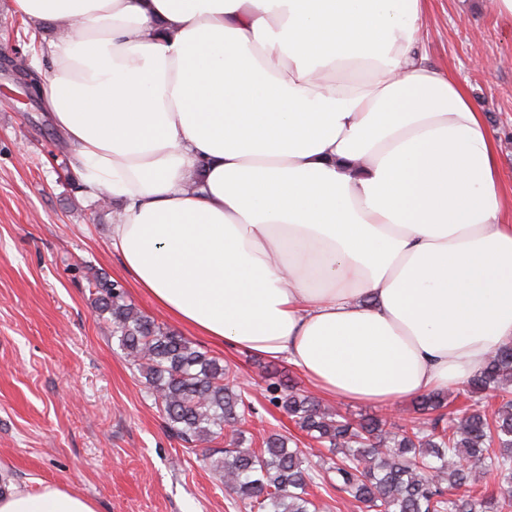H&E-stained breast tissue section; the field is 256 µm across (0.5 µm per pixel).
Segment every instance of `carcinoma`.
<instances>
[{
	"label": "carcinoma",
	"instance_id": "carcinoma-1",
	"mask_svg": "<svg viewBox=\"0 0 512 512\" xmlns=\"http://www.w3.org/2000/svg\"><path fill=\"white\" fill-rule=\"evenodd\" d=\"M128 361L151 388L169 429L186 442H213L243 425L251 406L238 374L188 338L157 325L103 277L90 281ZM269 402L323 451L317 458L288 447L271 431L244 448L236 429L231 447L209 456L224 486L252 512H321L311 493L317 479L336 477V492L361 512H501L512 504V344L494 351L466 382L471 396L498 400L492 409L442 412L448 395L416 399L415 416L398 427L386 419L353 421L283 380L268 383ZM499 496L486 495L490 481Z\"/></svg>",
	"mask_w": 512,
	"mask_h": 512
}]
</instances>
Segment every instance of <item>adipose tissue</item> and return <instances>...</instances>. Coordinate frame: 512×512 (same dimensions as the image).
I'll list each match as a JSON object with an SVG mask.
<instances>
[{
    "instance_id": "1",
    "label": "adipose tissue",
    "mask_w": 512,
    "mask_h": 512,
    "mask_svg": "<svg viewBox=\"0 0 512 512\" xmlns=\"http://www.w3.org/2000/svg\"><path fill=\"white\" fill-rule=\"evenodd\" d=\"M112 248L205 339L393 408L512 342V196L426 0H13ZM0 512H98L12 484Z\"/></svg>"
}]
</instances>
